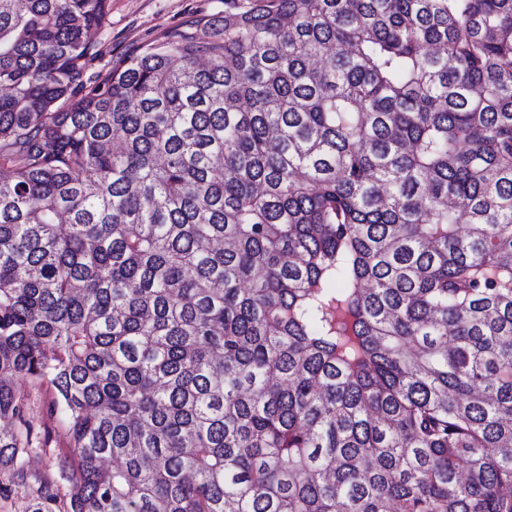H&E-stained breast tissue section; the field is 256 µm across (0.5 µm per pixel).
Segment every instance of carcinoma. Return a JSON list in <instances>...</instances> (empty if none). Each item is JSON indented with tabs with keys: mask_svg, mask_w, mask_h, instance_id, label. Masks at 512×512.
<instances>
[{
	"mask_svg": "<svg viewBox=\"0 0 512 512\" xmlns=\"http://www.w3.org/2000/svg\"><path fill=\"white\" fill-rule=\"evenodd\" d=\"M109 7L0 0L31 512H512V0H224L102 74ZM17 391L26 404V419L32 431L34 447L25 455V468L30 475L52 473L58 476L59 463L69 455L67 420L59 412H51L55 390L46 382H33L20 378ZM36 441L40 443L35 444Z\"/></svg>",
	"mask_w": 512,
	"mask_h": 512,
	"instance_id": "carcinoma-1",
	"label": "carcinoma"
}]
</instances>
